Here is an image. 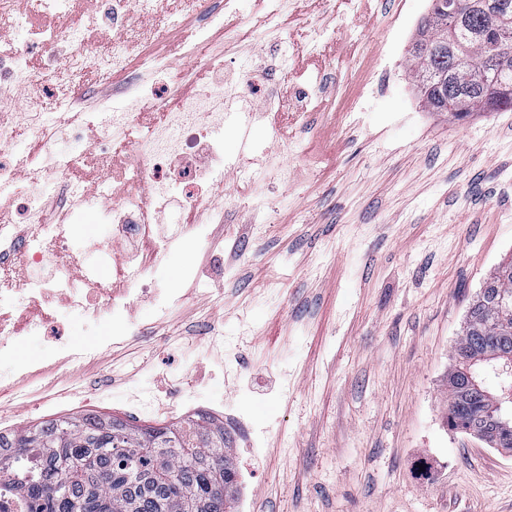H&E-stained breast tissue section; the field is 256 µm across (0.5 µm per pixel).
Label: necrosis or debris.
<instances>
[{"instance_id":"1","label":"necrosis or debris","mask_w":512,"mask_h":512,"mask_svg":"<svg viewBox=\"0 0 512 512\" xmlns=\"http://www.w3.org/2000/svg\"><path fill=\"white\" fill-rule=\"evenodd\" d=\"M97 2V9L77 16L64 31L49 22L33 26L30 14L35 11L49 20L68 15L75 0H27L22 10L15 8L14 0H0V17L9 19L18 39L38 43L47 59L64 56V65L55 72L61 86L78 90L87 77L110 83L128 76L129 82L123 87L128 111L87 113L83 137L84 155L94 162L98 182L113 185L108 216L115 235L103 251L108 254L115 245L130 244L128 262L112 267L105 276L95 271L80 275L82 262L74 247L82 232L72 217L91 201L82 186L85 171L75 157L55 156L52 146L58 130L54 125L35 124L39 150L35 165L47 173L61 172L65 179L62 203L54 219L48 221L39 188H30L15 201L0 202V362L13 360L18 337L41 336L53 344L59 363L83 366L94 357V349L76 345L66 337L41 305L46 295L56 293L64 305L90 318L108 310L116 337L129 335L136 330L129 320L132 296L135 291H146V273L168 245L152 232L154 212L175 207L192 214L208 211L218 219L224 215L196 159L201 155L223 157L225 118L233 105H246L249 99L243 81L226 72L224 50L212 37L213 31L224 30L236 14V0H222L216 8L211 0ZM135 14L144 17L143 25H130L129 19ZM103 22L120 29L121 34L106 42L92 64L88 61L90 39ZM175 30L186 31L189 56L207 58L216 81L181 100L176 110L159 112L155 106L175 66L161 45ZM44 79V73L32 68L24 52L11 48L0 51V85L32 92V113L61 112V103H48L35 96ZM317 84L314 78L296 82L284 107L264 100L263 109L271 114L275 139H287L290 128L308 126L311 113L326 110L327 102L317 91ZM146 106L150 114L135 121V111ZM175 182L183 186L177 200L171 196ZM33 265L47 267L49 277H21V270ZM136 331L143 336L148 333L144 327Z\"/></svg>"}]
</instances>
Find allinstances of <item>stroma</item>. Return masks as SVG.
Instances as JSON below:
<instances>
[{
    "label": "stroma",
    "mask_w": 512,
    "mask_h": 512,
    "mask_svg": "<svg viewBox=\"0 0 512 512\" xmlns=\"http://www.w3.org/2000/svg\"><path fill=\"white\" fill-rule=\"evenodd\" d=\"M430 5L366 0L362 14L344 4L328 14L297 0L274 45L241 38L261 3L240 0L224 66L253 89L283 94L264 73L311 23L336 41L318 58L290 54V67H335L339 93L360 76L374 97L296 148L263 121L246 139L226 126L227 158L266 178L245 198L233 183L211 185L224 202L220 226L166 210L154 233L170 244L132 310L150 336L116 343L111 325L56 307L71 340L96 349L79 370L83 390L47 374L50 389L1 410L0 428L89 413L178 424L204 411L231 438L234 512H512V453L446 419L468 304L512 255V112L456 121L425 108L408 50ZM275 156L294 169L290 185L269 178ZM106 208L96 197L78 218L87 271L125 259L93 248L112 238ZM187 377L194 387L179 392ZM140 392L170 411L134 413Z\"/></svg>",
    "instance_id": "obj_1"
}]
</instances>
